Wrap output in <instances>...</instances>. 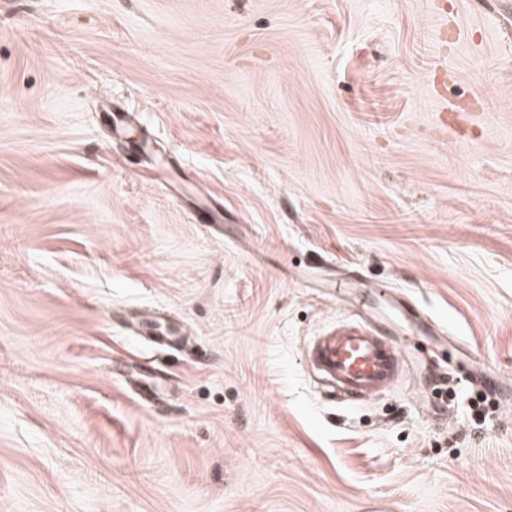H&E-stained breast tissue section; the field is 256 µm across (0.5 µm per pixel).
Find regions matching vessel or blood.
<instances>
[{"label": "vessel or blood", "mask_w": 512, "mask_h": 512, "mask_svg": "<svg viewBox=\"0 0 512 512\" xmlns=\"http://www.w3.org/2000/svg\"><path fill=\"white\" fill-rule=\"evenodd\" d=\"M302 360L334 398L349 405L390 390L404 371L401 349L387 329L362 316L311 337Z\"/></svg>", "instance_id": "obj_1"}]
</instances>
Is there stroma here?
Masks as SVG:
<instances>
[{"label":"stroma","mask_w":512,"mask_h":512,"mask_svg":"<svg viewBox=\"0 0 512 512\" xmlns=\"http://www.w3.org/2000/svg\"><path fill=\"white\" fill-rule=\"evenodd\" d=\"M371 311L407 374L348 406L302 350ZM476 362L512 388L502 0H0V512H512V398L434 395Z\"/></svg>","instance_id":"35a3bbf8"}]
</instances>
